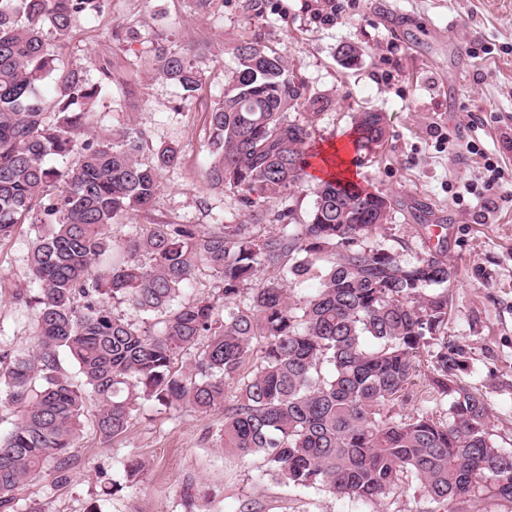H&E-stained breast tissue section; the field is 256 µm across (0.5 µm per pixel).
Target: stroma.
Returning a JSON list of instances; mask_svg holds the SVG:
<instances>
[{
    "label": "stroma",
    "instance_id": "obj_1",
    "mask_svg": "<svg viewBox=\"0 0 512 512\" xmlns=\"http://www.w3.org/2000/svg\"><path fill=\"white\" fill-rule=\"evenodd\" d=\"M242 0H225L212 14L191 0H111L108 12L77 23L67 46L48 43L56 76L86 67L89 56L120 23L157 34L179 48L208 39L199 60L202 88L179 109L180 91L155 79L149 44L135 45L138 92L102 94L95 119L119 127L128 117L154 142H179L180 165L163 176L156 214L179 224L209 225L212 214L245 220L236 193L206 186L211 160L208 113L224 92L231 51L256 36L280 50L295 78L331 101L317 121L320 146L352 139L353 118L384 113V142L353 161L352 180L392 202L378 243L413 263L441 252L454 272L448 288L449 339L466 344L462 377L490 405V431L512 448V0H335L340 13L320 18L324 0H265L249 17ZM350 43L362 54L350 66L337 58ZM490 55L476 58L472 48ZM35 236L22 224L0 241V347L31 349L34 308L12 293L28 277L27 246ZM223 409L146 403L122 437L103 440L85 426L65 464L49 460L17 494L18 512H436L419 490H403L381 505L327 492L298 493L265 477L262 457L225 454ZM142 465L127 480L125 460Z\"/></svg>",
    "mask_w": 512,
    "mask_h": 512
}]
</instances>
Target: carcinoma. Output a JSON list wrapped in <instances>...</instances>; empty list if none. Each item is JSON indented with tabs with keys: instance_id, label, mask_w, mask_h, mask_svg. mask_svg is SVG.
Returning a JSON list of instances; mask_svg holds the SVG:
<instances>
[{
	"instance_id": "1",
	"label": "carcinoma",
	"mask_w": 512,
	"mask_h": 512,
	"mask_svg": "<svg viewBox=\"0 0 512 512\" xmlns=\"http://www.w3.org/2000/svg\"><path fill=\"white\" fill-rule=\"evenodd\" d=\"M110 0H0V240L36 226L28 287L37 307L34 348L0 351V512L50 459L65 460L87 404L106 441L123 436L142 401L207 412L224 406V452L261 454L265 475L292 490L373 504L413 484L444 512H470L479 496L512 502V451L489 431V404L459 373L464 345L441 335L453 271L439 254L414 263L371 240L392 209L383 194L323 180L297 222L291 199L307 180V146L329 106L290 76L285 57L257 39L232 49L236 65L209 112V187L240 196L248 218L205 228L151 216L179 143L156 144L130 120L90 126L106 90L134 95L137 71L106 45L59 80L46 38L66 45L79 20ZM145 38L119 24L110 39ZM208 41L179 50L152 41L155 78L176 85L180 107L201 85ZM307 110L303 119L290 112ZM384 117L360 112L355 150L385 141ZM62 161L51 166L47 159ZM147 223L119 241L111 227L133 212ZM271 226L273 230L264 231ZM215 293L190 294L199 264ZM318 285L303 300L291 288ZM131 306L152 327L115 311ZM260 361L245 365L253 350ZM74 367L69 372L61 358ZM183 366H178V363ZM238 380L235 400L225 386ZM435 406L400 415L421 381Z\"/></svg>"
}]
</instances>
